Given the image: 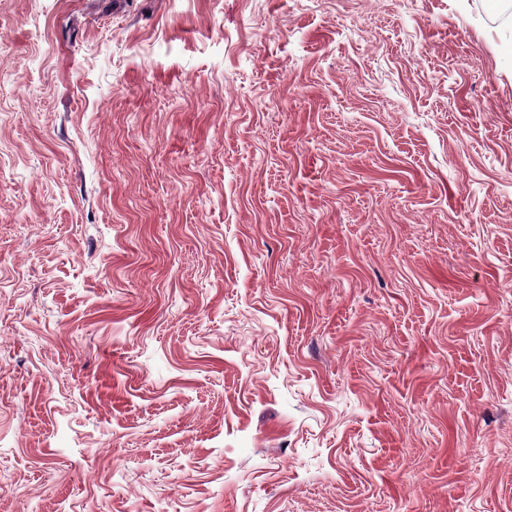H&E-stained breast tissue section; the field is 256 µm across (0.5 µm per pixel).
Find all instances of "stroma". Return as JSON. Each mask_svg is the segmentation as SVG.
<instances>
[{
    "instance_id": "stroma-1",
    "label": "stroma",
    "mask_w": 512,
    "mask_h": 512,
    "mask_svg": "<svg viewBox=\"0 0 512 512\" xmlns=\"http://www.w3.org/2000/svg\"><path fill=\"white\" fill-rule=\"evenodd\" d=\"M497 0H0V512H512Z\"/></svg>"
}]
</instances>
